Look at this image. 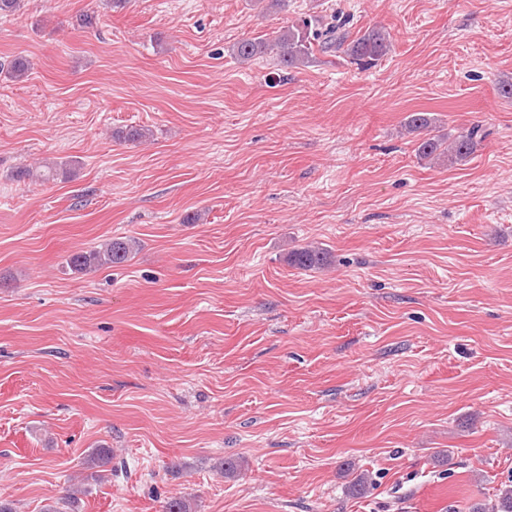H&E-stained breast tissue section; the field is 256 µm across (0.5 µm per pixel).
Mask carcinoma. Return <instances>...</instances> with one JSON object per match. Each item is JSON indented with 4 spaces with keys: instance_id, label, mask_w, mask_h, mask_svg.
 Instances as JSON below:
<instances>
[{
    "instance_id": "carcinoma-1",
    "label": "carcinoma",
    "mask_w": 512,
    "mask_h": 512,
    "mask_svg": "<svg viewBox=\"0 0 512 512\" xmlns=\"http://www.w3.org/2000/svg\"><path fill=\"white\" fill-rule=\"evenodd\" d=\"M343 25L327 24L323 28L313 29L304 21L300 25L281 28L273 43L244 39L234 45V54L242 60L260 56L268 49L278 51L281 62L286 67H298L312 61L313 45L317 44L324 52L340 51L351 63L360 68L369 67L380 61L389 51L386 34L372 27L352 38L342 31ZM479 129L473 128L458 136L449 148L442 147L440 140L429 137L418 142L417 154L421 159H445L452 166L467 160L479 145ZM137 247V241L131 238L111 239L99 247L76 253L69 259L71 267L83 270L95 267L122 265L131 259ZM288 262L302 269L318 268L325 264L326 256L320 250L298 249L291 252ZM112 462V450L94 448L85 457L86 468L102 472Z\"/></svg>"
}]
</instances>
